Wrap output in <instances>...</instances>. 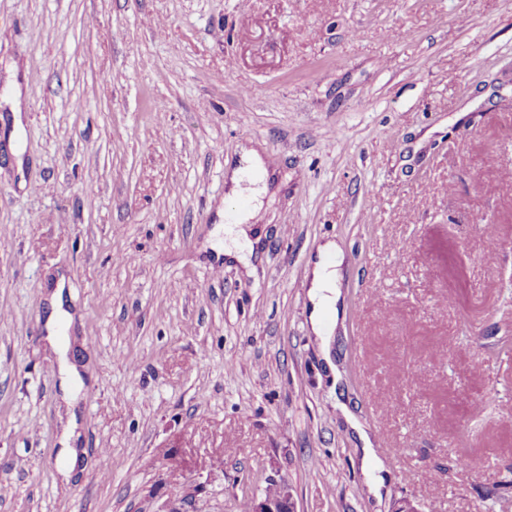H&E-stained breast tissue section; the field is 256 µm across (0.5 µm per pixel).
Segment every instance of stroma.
<instances>
[{
    "label": "stroma",
    "instance_id": "stroma-1",
    "mask_svg": "<svg viewBox=\"0 0 512 512\" xmlns=\"http://www.w3.org/2000/svg\"><path fill=\"white\" fill-rule=\"evenodd\" d=\"M511 342L512 0H0V512H512ZM335 255L333 263L324 259L326 255ZM343 263V255L335 242L328 241L320 248V258L313 264L308 275V295L311 302L310 324L312 332L323 341V355L331 372L338 374L325 336H330L332 330L327 326L326 318L334 313L336 321L340 314L339 302L341 291L338 288L339 270ZM343 414L350 426L358 432L359 438L363 442V447L361 448L362 455L360 457L361 467L366 475L369 491L379 497L380 490L385 482L383 463L376 456L368 434L362 429L356 418L346 409H343ZM239 512H296L295 502L290 491L276 483H270L269 490L263 496L249 497L239 504Z\"/></svg>",
    "mask_w": 512,
    "mask_h": 512
}]
</instances>
